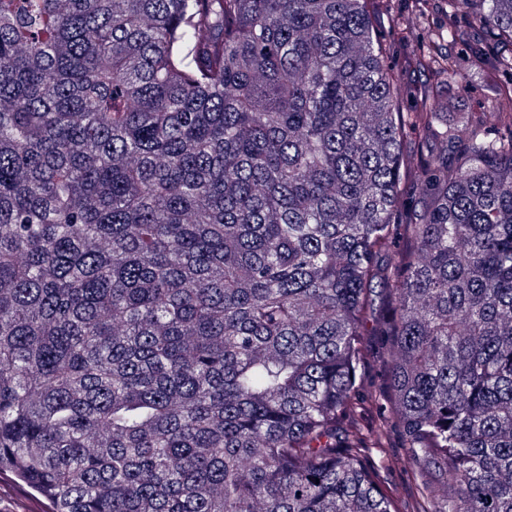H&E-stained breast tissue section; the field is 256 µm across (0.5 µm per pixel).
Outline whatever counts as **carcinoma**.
Wrapping results in <instances>:
<instances>
[{"instance_id": "1", "label": "carcinoma", "mask_w": 512, "mask_h": 512, "mask_svg": "<svg viewBox=\"0 0 512 512\" xmlns=\"http://www.w3.org/2000/svg\"><path fill=\"white\" fill-rule=\"evenodd\" d=\"M383 2L0 0V474L48 512H512V0H405L415 88ZM465 81L468 93L455 81H450L444 91V97L448 96L451 103L448 108V122H461L468 117L477 116L479 112H487L491 107V99L483 91L484 77L478 74L467 75Z\"/></svg>"}]
</instances>
